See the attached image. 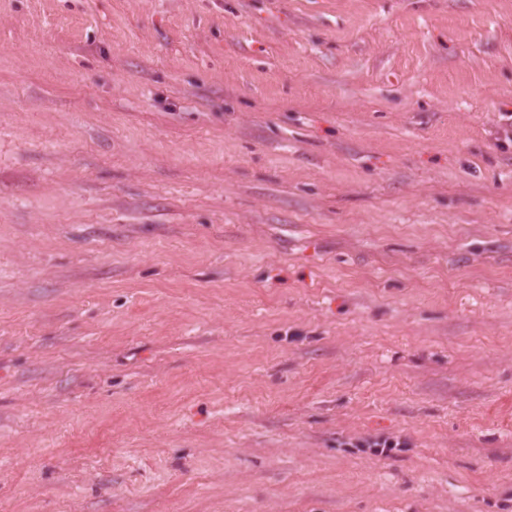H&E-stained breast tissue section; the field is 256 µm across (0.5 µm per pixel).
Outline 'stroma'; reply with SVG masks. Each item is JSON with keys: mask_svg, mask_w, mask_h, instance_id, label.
Returning a JSON list of instances; mask_svg holds the SVG:
<instances>
[{"mask_svg": "<svg viewBox=\"0 0 512 512\" xmlns=\"http://www.w3.org/2000/svg\"><path fill=\"white\" fill-rule=\"evenodd\" d=\"M510 129L512 0H0V512H512Z\"/></svg>", "mask_w": 512, "mask_h": 512, "instance_id": "obj_1", "label": "stroma"}]
</instances>
